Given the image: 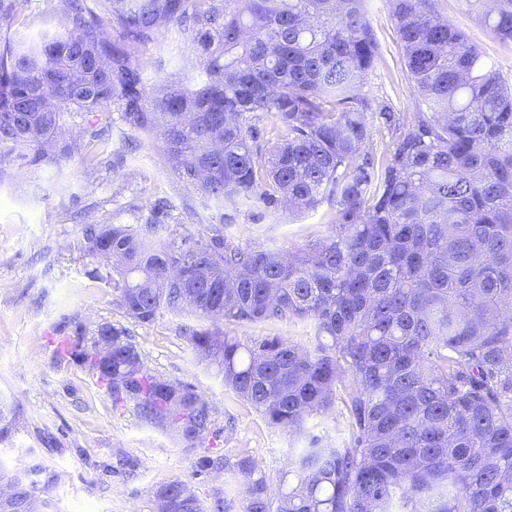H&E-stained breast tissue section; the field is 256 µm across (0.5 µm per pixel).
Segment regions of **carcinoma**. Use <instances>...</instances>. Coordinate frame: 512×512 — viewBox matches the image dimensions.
<instances>
[{
  "label": "carcinoma",
  "instance_id": "obj_1",
  "mask_svg": "<svg viewBox=\"0 0 512 512\" xmlns=\"http://www.w3.org/2000/svg\"><path fill=\"white\" fill-rule=\"evenodd\" d=\"M388 3L409 114L360 93L380 56L365 0H65L55 24L0 37V182L11 161L100 166L117 121L156 134L171 172L221 205L194 233L161 202L135 224L89 223L88 253H112V271L86 275L139 322L164 309L203 322L187 329L196 361L304 442L274 497L238 464L245 512H512V80L434 0ZM466 5L512 44V0ZM55 15V0H0L9 27ZM162 29L200 65L151 95L140 60ZM78 119L82 141L58 142ZM376 127L390 135L380 159ZM248 201L291 215L332 202L334 224L282 258L224 233ZM249 323L312 334L228 330ZM55 358L187 449L211 432L209 401L150 374L121 330L79 324ZM332 413L346 428L334 447L307 430ZM8 474L15 507L0 512H50L53 470L0 461ZM156 497L201 512L186 480ZM230 330L233 332V334L241 337L242 339H250L258 336L279 335L294 336L295 340L300 341L305 339L303 336H306V334H308V336L312 334L309 328H305L301 325L288 327V324H244L231 327Z\"/></svg>",
  "mask_w": 512,
  "mask_h": 512
}]
</instances>
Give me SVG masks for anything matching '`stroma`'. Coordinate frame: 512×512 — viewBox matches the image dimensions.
<instances>
[{"instance_id":"1","label":"stroma","mask_w":512,"mask_h":512,"mask_svg":"<svg viewBox=\"0 0 512 512\" xmlns=\"http://www.w3.org/2000/svg\"><path fill=\"white\" fill-rule=\"evenodd\" d=\"M436 6L504 73H512V46L471 16L464 0H437ZM366 9L381 56L362 91L412 111L414 91L387 0H367ZM144 62L150 93L175 73L198 66L192 51L177 47L172 31L160 34ZM109 155L110 164L95 169L76 154L38 168L15 165L11 179L0 184V400L14 410L0 455L17 465L35 456L57 473L53 512H157V489L176 479L189 481L202 505L220 492L228 512H244L239 462L256 464L269 489L277 490L294 440L268 426L214 371L194 362L184 333L194 317L165 310L152 322H138L120 307L111 285L84 274L90 258L83 215L99 223L132 224L165 199L169 223L192 228L212 223L221 208L170 173L153 134L113 125ZM256 211L254 204L241 205L229 234L279 253L326 233L335 215L329 203L260 221ZM77 324L89 332L105 324L124 331L152 374L194 386L213 408L211 436L185 450L144 422L133 405L113 406L87 369L57 362L52 338ZM121 454L137 459L136 472H108ZM205 455L224 456L226 469L198 471L197 460Z\"/></svg>"}]
</instances>
